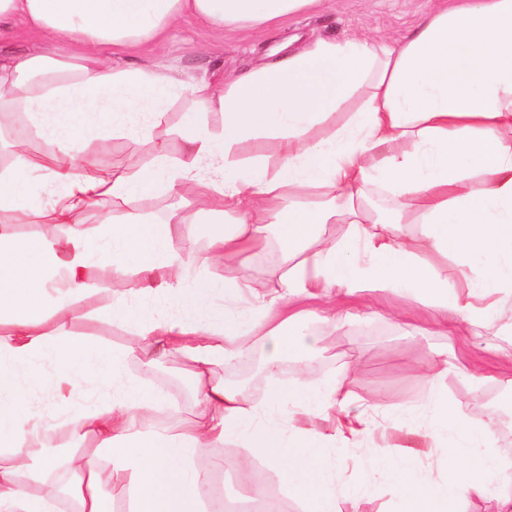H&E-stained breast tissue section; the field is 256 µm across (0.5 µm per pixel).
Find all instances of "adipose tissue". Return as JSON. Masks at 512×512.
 <instances>
[{"label": "adipose tissue", "mask_w": 512, "mask_h": 512, "mask_svg": "<svg viewBox=\"0 0 512 512\" xmlns=\"http://www.w3.org/2000/svg\"><path fill=\"white\" fill-rule=\"evenodd\" d=\"M317 0H0V25L21 18L66 53L43 48L0 55V122L21 115L48 156L26 139L0 141V512H114L122 494L130 512H210L206 494L216 470L245 450L263 456L308 512H336V447L370 433L375 405L354 401L342 383L285 384L280 364L312 348L310 298L342 318L335 287L380 297L411 292L441 316L472 325L512 311V0H462L427 14L401 41L364 36L319 40L233 76L188 85L161 67H116L113 53L158 48L188 15L215 30L268 27ZM189 98L192 117L180 158L156 145L148 164L103 172L91 142L149 139L172 103ZM359 108L324 137L316 128L345 103ZM222 116L213 126L211 114ZM276 141L278 159L242 157L251 139ZM480 188H473V178ZM384 192L387 212L368 208ZM177 196L180 225L130 212L91 233L77 215L104 203ZM347 223L334 237L325 225ZM211 225L206 250L193 225ZM17 224H65L61 239H22ZM419 240L406 239L407 225ZM281 244L282 289L259 292L239 268L268 226ZM477 257L449 285L436 258ZM224 268L223 277L210 273ZM142 276L136 294L115 293L114 280ZM104 304L87 310V295ZM85 319L117 323L131 341L102 349L76 333ZM262 341L272 380L268 418L215 369ZM176 355L189 365L201 410L177 416L166 398L127 377L132 361ZM55 376L52 398L90 380L112 384L110 402L65 424L77 450L62 493L32 492L52 466L45 435L51 422L32 410L28 391L43 367ZM430 363L431 435L454 441L442 476L411 462L415 449L371 464L363 486L390 484L400 512H461L474 493L497 512H512V479L492 450L494 423H475L448 404ZM329 414L331 431L293 427L295 413ZM224 446L221 457L199 451Z\"/></svg>", "instance_id": "1"}]
</instances>
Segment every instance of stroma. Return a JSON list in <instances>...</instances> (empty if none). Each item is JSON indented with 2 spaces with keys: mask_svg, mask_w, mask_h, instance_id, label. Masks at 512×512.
<instances>
[{
  "mask_svg": "<svg viewBox=\"0 0 512 512\" xmlns=\"http://www.w3.org/2000/svg\"><path fill=\"white\" fill-rule=\"evenodd\" d=\"M455 0H329L328 4L295 14L265 32L239 28L222 33L188 17L170 31L156 59L174 74L191 73L221 80L271 60L273 51L288 39L310 44L319 38L341 39L360 34L375 41L394 42L406 36L430 10ZM188 101H177L158 127L153 140L115 138L91 143L88 151L98 169L130 159L142 163L152 158L154 141L165 142L172 157H180V132L190 118ZM276 243L258 247L246 265L255 288L262 292L278 286L280 269ZM348 319H311L309 331L317 346L301 356L285 357L281 374L288 380L319 382L346 378V391L358 400H370L386 412L382 426L350 441L345 459L336 470V481L345 491L337 501L338 512H398L393 488L380 483L359 491L363 470L386 455H398L404 446L418 449V466L440 474L444 467L445 441H432V421L425 415L428 388L422 366L440 353L453 351L455 365L441 379L448 403L472 409L474 421L494 419L495 451L512 459V408L501 405V376L512 366V335L498 323L487 322L465 331L429 326V314L413 296L392 295L371 310L364 299L345 301ZM476 366L487 379L472 385L463 370ZM185 364L166 359L152 365L133 364L129 371L145 384L167 394L185 417L198 410V398L184 373ZM109 387L90 383L64 400H44V413L65 420L77 411L108 398Z\"/></svg>",
  "mask_w": 512,
  "mask_h": 512,
  "instance_id": "35a3bbf8",
  "label": "stroma"
}]
</instances>
